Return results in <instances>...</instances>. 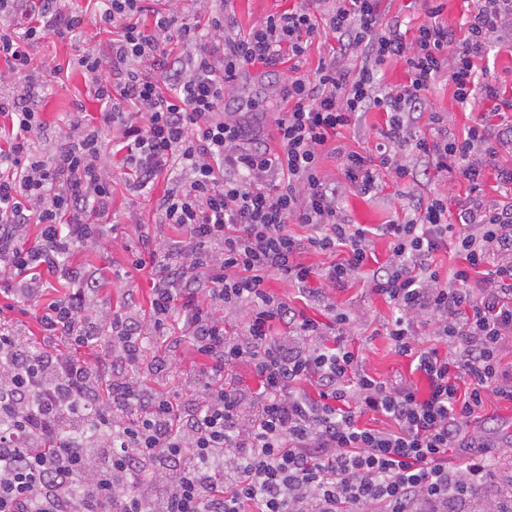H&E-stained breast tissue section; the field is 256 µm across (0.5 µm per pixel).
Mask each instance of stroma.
<instances>
[{
  "mask_svg": "<svg viewBox=\"0 0 512 512\" xmlns=\"http://www.w3.org/2000/svg\"><path fill=\"white\" fill-rule=\"evenodd\" d=\"M301 0H152L154 10L177 9L183 21L192 22L197 18L199 9L223 11L226 21L232 22L235 29L248 31L266 16L280 13L300 6ZM62 7L69 13L81 16L79 29L65 36L45 35L35 41L30 53L31 66L35 76V96L33 104L41 114V120L47 132L45 139L36 141L38 151H47L51 142L50 135L64 127L76 110H83L87 117H96L101 110L83 71L74 67L73 61L81 52L85 42L92 41L101 46H109L113 38V28L99 21V0H64ZM439 8L440 22L448 24L456 31H464L470 17L473 4L471 0H383L381 10L384 20L400 21L409 33H416L418 27L427 21L430 8ZM288 65L275 67H248L237 83V96L228 100L229 109L237 112H251L260 118V130L265 142H272L274 112L281 87L291 78ZM452 90L442 84L431 88L424 96L426 110H444L448 113V125L455 132H463L471 123L474 113L488 110L489 104L478 101L473 111H462L451 103ZM384 123V116L377 111L362 114L355 125L341 130L333 138L336 146H347L355 150L374 149L378 141V132ZM124 155L113 152L111 157L112 173L115 182L112 192V208L107 219L113 225L114 236L103 248L77 251L74 264L89 272L99 273L101 286L98 291V304L102 308L114 311L130 310L144 317L151 312L154 298L153 282L156 275L152 268L133 269L134 254L140 250L142 233L156 234L165 238H181L180 230L171 225L160 223L156 202L173 183L167 176H160L150 190L133 194L124 185ZM447 186L453 200L464 201L468 193V184L462 180H449L447 174L429 172L419 176L418 180L403 186L384 180L377 193L365 196L355 190H346L342 205L352 223L368 228L377 227L393 219L395 213L406 208L409 195H427L438 186ZM128 270L129 275L122 280L114 279L115 269ZM332 296L340 307L351 310L356 315L348 329V338L356 351L362 355L365 371L372 377L391 382L398 378H407L418 388L426 383L419 373L411 368L409 358L395 353L385 334V326L392 316V307L382 297L373 294L365 280L358 279L333 290ZM40 310L30 304L16 302L7 293H0V322L4 323L19 339L33 342L40 349L50 348L61 354H78L80 359L98 362L101 367L100 380L110 383L112 364L106 359L105 346L94 350L75 351L69 340L57 336L45 338L39 323ZM166 354L173 358L177 368L185 379H193L205 363V358L188 342L180 338H168L166 342L148 344L143 354L144 362H151L154 356ZM512 424V403L488 397L479 413L476 423L478 430L487 433L491 451L501 474L512 472V455L500 452L499 443L504 440V426Z\"/></svg>",
  "mask_w": 512,
  "mask_h": 512,
  "instance_id": "35a3bbf8",
  "label": "stroma"
}]
</instances>
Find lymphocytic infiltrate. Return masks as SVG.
<instances>
[{
	"mask_svg": "<svg viewBox=\"0 0 512 512\" xmlns=\"http://www.w3.org/2000/svg\"><path fill=\"white\" fill-rule=\"evenodd\" d=\"M103 2L101 24L121 23V34L106 50L88 44L76 60L103 104L100 120L72 117L43 154L33 146L40 114L25 105L34 90L28 48L82 19L42 0L23 31L0 26L9 63L0 82L21 90L18 103H0L11 120L10 146L0 149V283L24 303L41 298L48 277L66 281L68 294L42 309L45 335L67 333L79 348L104 336L112 343V407L90 439L97 386L86 361L28 352L0 328V512H502L512 488L500 486L471 423L487 396L512 402L504 355L512 348V166L497 162L512 149V121L494 128L480 115L459 135L446 113L432 111L424 135L417 115L424 91L440 81L453 85L458 105L479 97L512 112V97L478 66L489 44L512 37V0H474L461 37L434 18L409 37L382 23L381 0H336L328 24L341 48L282 88L271 145L224 101L246 66L301 61L314 13L299 7L235 33L218 13L201 25L156 12L146 29L132 21L144 0ZM174 43L185 66L171 58ZM146 60L162 79L140 70ZM391 60L405 63L408 83L381 84ZM371 110L386 115L377 155L338 150L343 180L328 182L326 143ZM113 141L134 174L129 190L165 173L175 180L157 211L183 239L144 238L145 254L132 262L160 272L146 321L118 311L92 319L98 280L69 263L101 244L100 225L85 216L109 211ZM420 165L467 181V200L454 213L447 188L413 199L379 225L388 256L369 268L373 231L350 223L340 198L349 188L375 193L386 174L408 181ZM491 167L505 202L483 200ZM30 224L40 227L32 247L24 244ZM295 224L305 235L293 234ZM450 245L463 263L445 277L434 257ZM309 251L329 255V265L304 264ZM362 276L391 305L386 334L426 390L376 380L345 344L353 315L332 291ZM275 277L323 307L327 321L271 294ZM220 308L242 314L239 334H225ZM176 329L206 364L187 390L158 394L136 369L147 333ZM240 365L256 389L227 385ZM370 412L390 428L362 426ZM57 426L67 441L43 451ZM455 448L471 451L459 466L448 463Z\"/></svg>",
	"mask_w": 512,
	"mask_h": 512,
	"instance_id": "1",
	"label": "lymphocytic infiltrate"
}]
</instances>
